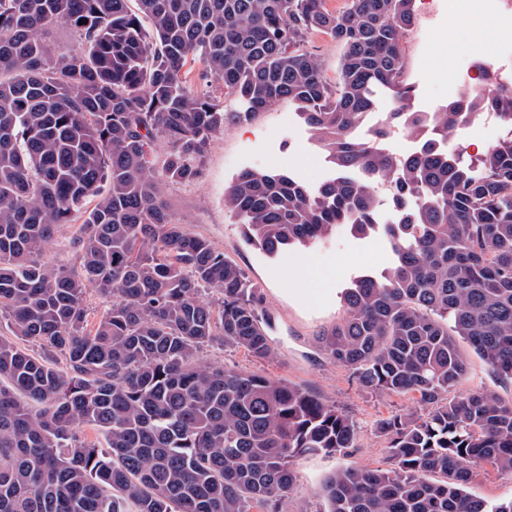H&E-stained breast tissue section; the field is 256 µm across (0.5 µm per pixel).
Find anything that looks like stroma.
Listing matches in <instances>:
<instances>
[{
	"label": "stroma",
	"instance_id": "35a3bbf8",
	"mask_svg": "<svg viewBox=\"0 0 512 512\" xmlns=\"http://www.w3.org/2000/svg\"><path fill=\"white\" fill-rule=\"evenodd\" d=\"M471 5L466 11L460 0H414L416 21L403 40V81L412 88L415 111L428 112L451 99L444 77L454 51L472 52L477 61L496 66L503 44L512 41V32L503 30L505 0H471ZM298 112L296 103L281 100L251 121L226 128L207 149L203 177L170 186L167 200L188 233L208 238L246 272L259 287L263 307L273 322L272 359L214 346L200 353V361L299 386L342 408L356 421L357 446L348 454L297 458L294 482L280 504L282 512H297L301 507L306 512H323L324 479L341 466H387L378 421L412 413L418 405L408 395L364 391L351 371L330 363L315 343L318 332L341 317L342 292L350 279L390 265L392 253L386 236L380 232L357 236L340 225L315 245L270 256L246 241L242 226L224 206L227 189L245 168L286 170L310 186L333 177L327 151ZM506 134L500 123L484 117L449 133L444 146L470 161L480 158ZM466 492L476 498L510 501L512 475L489 467L476 469Z\"/></svg>",
	"mask_w": 512,
	"mask_h": 512
}]
</instances>
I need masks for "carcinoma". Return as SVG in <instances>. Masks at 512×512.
<instances>
[{
    "instance_id": "carcinoma-1",
    "label": "carcinoma",
    "mask_w": 512,
    "mask_h": 512,
    "mask_svg": "<svg viewBox=\"0 0 512 512\" xmlns=\"http://www.w3.org/2000/svg\"><path fill=\"white\" fill-rule=\"evenodd\" d=\"M128 2L0 0V323L40 347L0 336V512H279L298 457L356 447L336 406L197 359L213 345L270 359L272 322L244 270L176 221L166 189L201 179L215 137L283 99L340 175L309 187L243 170L225 208L269 254L339 224L386 235L391 266L354 278L315 341L361 389L419 404L377 424L389 467L326 478L325 512H512L465 491L476 467L512 473V401L448 398L469 371L464 343L512 382V134L476 165L443 148L485 114L512 129V82L477 62L484 90L410 111L414 0ZM58 22L77 45L56 52ZM317 35L342 48L333 80L308 50ZM379 89L398 109L358 140ZM396 125L422 139L416 153L382 147ZM75 214L76 265H48ZM91 292L112 304L89 330Z\"/></svg>"
}]
</instances>
